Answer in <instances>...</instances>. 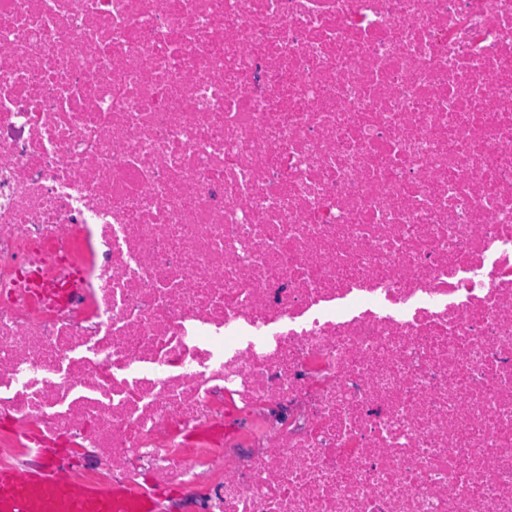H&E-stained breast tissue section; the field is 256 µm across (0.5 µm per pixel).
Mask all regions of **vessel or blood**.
<instances>
[{
    "label": "vessel or blood",
    "mask_w": 512,
    "mask_h": 512,
    "mask_svg": "<svg viewBox=\"0 0 512 512\" xmlns=\"http://www.w3.org/2000/svg\"><path fill=\"white\" fill-rule=\"evenodd\" d=\"M64 461L44 457L25 470L0 466V512H157L153 491L120 483L76 485L65 480Z\"/></svg>",
    "instance_id": "vessel-or-blood-1"
}]
</instances>
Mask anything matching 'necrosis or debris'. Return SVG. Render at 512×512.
Wrapping results in <instances>:
<instances>
[{"label":"necrosis or debris","instance_id":"necrosis-or-debris-1","mask_svg":"<svg viewBox=\"0 0 512 512\" xmlns=\"http://www.w3.org/2000/svg\"><path fill=\"white\" fill-rule=\"evenodd\" d=\"M60 442L512 512V0H0V464Z\"/></svg>","mask_w":512,"mask_h":512}]
</instances>
